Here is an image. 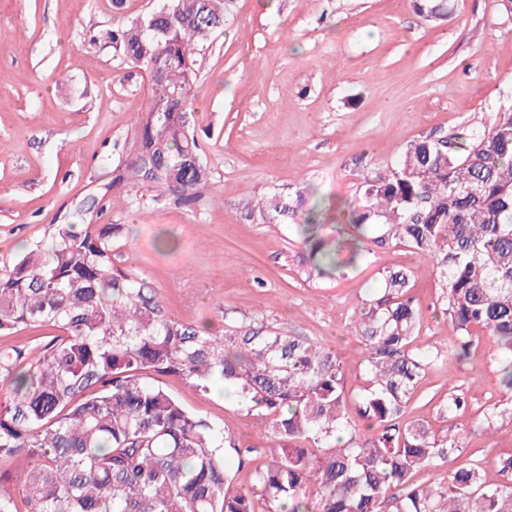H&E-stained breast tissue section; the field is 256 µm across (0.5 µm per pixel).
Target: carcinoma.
Here are the masks:
<instances>
[{"instance_id":"obj_1","label":"carcinoma","mask_w":512,"mask_h":512,"mask_svg":"<svg viewBox=\"0 0 512 512\" xmlns=\"http://www.w3.org/2000/svg\"><path fill=\"white\" fill-rule=\"evenodd\" d=\"M441 19L446 0H415ZM224 27V0H165L106 33L115 52L148 73L163 69L167 92L148 84L112 186L87 199L97 217L111 188L134 185L193 205L209 189L194 134L195 55ZM288 199L267 195L265 219ZM352 233L340 244L318 234L319 213L302 225L307 276L333 279L368 261L374 248L410 249L432 264L458 345L444 353L415 344L421 311L412 271H388L384 292L362 304L352 333L362 344L361 394L351 395L336 354L264 325L214 335L173 319L148 283L115 260L124 224H57L12 265L0 268V334L57 331L38 350H0V512H512V454L505 483L479 466L428 485L462 435L438 438L408 409L424 373L445 355L468 353L472 330L496 338L504 357L499 388L512 399V108L457 146L411 141L397 165L362 176L348 207ZM203 391L222 384L249 400L270 458L252 484L231 486L227 455L252 464V449L189 411L146 372Z\"/></svg>"}]
</instances>
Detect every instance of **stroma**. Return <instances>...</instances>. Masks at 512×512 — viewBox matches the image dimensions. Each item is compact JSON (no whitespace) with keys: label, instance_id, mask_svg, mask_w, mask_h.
Masks as SVG:
<instances>
[{"label":"stroma","instance_id":"obj_1","mask_svg":"<svg viewBox=\"0 0 512 512\" xmlns=\"http://www.w3.org/2000/svg\"><path fill=\"white\" fill-rule=\"evenodd\" d=\"M161 2L127 0L117 12L112 0H0L1 265L52 225L80 223L83 202L125 161L147 74L89 35ZM197 66L194 125L214 198L187 205L130 186L109 193L100 218L128 226L116 259L153 286L166 315L217 333L257 322L308 338L333 349L356 394L364 363L354 313L380 296L382 272L406 268L422 312L417 344L454 345L431 264L389 247L347 279L309 281L297 271L296 227L318 203L323 235L345 237L340 209L362 175L394 166L413 140L456 143L512 108V20L498 0H449L440 21L412 0H228ZM272 189L295 203L294 218L252 214ZM162 230L173 238L165 254L154 248ZM472 340L468 357L426 371L409 415L437 437L463 435L451 467L476 459L497 482L512 452V402L501 399L495 341L478 330ZM148 380L266 462L261 418L223 387ZM452 385L469 401L454 416L444 409ZM498 400L507 416L487 422L483 409Z\"/></svg>","mask_w":512,"mask_h":512}]
</instances>
